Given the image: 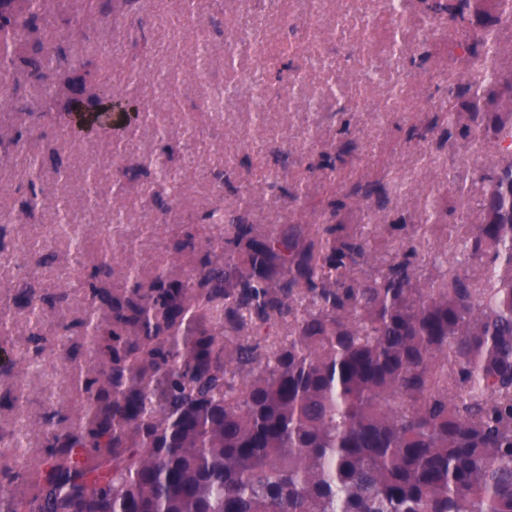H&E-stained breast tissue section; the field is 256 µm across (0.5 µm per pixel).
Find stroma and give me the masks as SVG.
Returning a JSON list of instances; mask_svg holds the SVG:
<instances>
[{
	"label": "stroma",
	"mask_w": 512,
	"mask_h": 512,
	"mask_svg": "<svg viewBox=\"0 0 512 512\" xmlns=\"http://www.w3.org/2000/svg\"><path fill=\"white\" fill-rule=\"evenodd\" d=\"M84 20L81 33H74L67 0H46L50 20L44 36L62 46L64 52L77 54L83 37H96L102 18L99 0H80ZM238 0H198L201 35H194L185 21L161 10V0H136L133 8L117 5V21L112 26V56L91 57L88 66L93 78L107 80L114 94L128 92L127 74L137 67L133 40L144 37L142 47L159 59L174 60L177 80L173 87L154 93L148 72H141L142 97L155 98V111L167 125L165 138H157L152 126H141L134 137L115 145L110 136L99 134L83 139L81 145L63 140L44 118V104L37 86L25 71L0 75V92L22 101L23 112L0 111V145L19 140L21 153L9 152L0 158V184L9 187L0 196V257L20 254L31 266L27 282L52 300L44 310L52 317L57 304H65L68 318L80 322L86 318L88 303L77 291L62 292L60 281L71 274L67 263L68 246L58 235L53 215L47 209L33 214L22 211L27 196V156L35 154L44 164L37 184L40 195L55 199L60 190H68L75 209H82L81 188L85 165L92 162L112 170L121 163L126 174L121 192H114L112 180L100 186V195L115 200L127 213L124 224L107 229H86V250L97 255L112 250L115 259L106 283L124 284L127 257H135L143 271L164 263L177 276L190 273V259L176 251L175 236L169 225H182L197 239L214 235L204 216L216 201L226 207L245 205L246 223L259 232L285 228L292 224L321 223L330 202H338L336 220L350 231L361 234L368 261L355 269L358 280L376 277L398 260L407 246H415L413 262L419 281L437 279L445 268L462 259V246L470 238L475 224L482 219V184L479 176L492 168L497 156L490 121L494 115L512 113V51L498 58L497 77L489 84L479 102L464 97L454 104L460 113L456 127H448L441 113L426 108L424 100H443V89L427 87L423 77L448 66L446 46L455 37L447 23H440L434 43L406 50L390 57L387 45L389 25L375 28L374 68L366 70L361 58L350 54L348 44L359 30L350 23L346 32H328L321 51L335 59L348 85L342 98H326L316 112L276 109L266 114L263 125H256L248 104L215 118L205 109L194 76L196 39H203L215 52L211 71L216 83H224L226 72L221 56L224 41L239 17ZM272 44L290 46L285 70L267 69L269 84L287 92L292 72L304 71L314 83L327 79L326 73L311 68L309 45L302 30L286 33L272 27ZM404 72L410 84L404 96L416 109L392 114L379 121L377 106L392 97L395 72ZM480 110L484 122L471 119L472 110ZM164 156L169 167L184 177L181 195L171 207L167 224L154 228L136 219L141 207L160 191L154 168L155 156ZM288 159V174L279 188L261 184L264 173L277 167L280 157ZM65 170L67 185H60L58 170ZM223 179H214V172ZM51 240L54 259L40 264L41 243ZM46 365L41 374L23 375L0 364V465L8 461L9 436L15 431L16 411L10 397L24 391L30 402L26 410L28 461L37 463L47 452L43 420L48 402L78 405L67 364H82L89 359L88 345L79 331H72L65 351L47 343Z\"/></svg>",
	"instance_id": "stroma-1"
}]
</instances>
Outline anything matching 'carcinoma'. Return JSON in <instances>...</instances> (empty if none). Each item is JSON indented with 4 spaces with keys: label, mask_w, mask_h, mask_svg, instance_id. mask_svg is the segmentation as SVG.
<instances>
[{
    "label": "carcinoma",
    "mask_w": 512,
    "mask_h": 512,
    "mask_svg": "<svg viewBox=\"0 0 512 512\" xmlns=\"http://www.w3.org/2000/svg\"><path fill=\"white\" fill-rule=\"evenodd\" d=\"M33 2L0 0V72L30 70L51 109L61 85L79 90L57 118L60 135H76L73 117L98 116L113 96L37 37ZM509 2L484 16L479 0H430L459 34L448 63L483 71L484 36ZM492 81L450 83L448 97L477 98ZM493 129L499 159L480 176L483 219L467 245L481 282L452 266L418 283L411 246L357 280L364 241L334 204L313 237L303 224L257 233L219 204L206 219L231 237L176 243L199 256L191 275L156 264L145 279L129 263L121 288L67 281L90 307L79 327L92 356L74 378L83 416L61 428L66 409L48 408L50 451L34 467L12 438L6 477L27 493L1 486L0 512H512V116ZM46 206L83 268L84 224L66 201L31 194L28 207ZM43 302L32 288L0 297V339L12 306L31 315L21 374L40 366ZM203 306L209 324L190 329ZM282 321L288 342L265 358L261 330Z\"/></svg>",
    "instance_id": "cac0c4a2"
}]
</instances>
